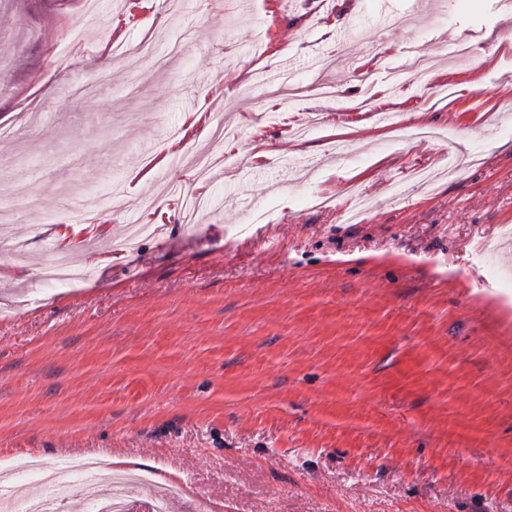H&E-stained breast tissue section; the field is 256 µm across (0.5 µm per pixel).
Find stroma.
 <instances>
[{"instance_id": "obj_1", "label": "stroma", "mask_w": 512, "mask_h": 512, "mask_svg": "<svg viewBox=\"0 0 512 512\" xmlns=\"http://www.w3.org/2000/svg\"><path fill=\"white\" fill-rule=\"evenodd\" d=\"M346 31L355 62L433 67L353 111ZM508 223L506 0H0V474L512 512ZM63 253L86 276L46 279Z\"/></svg>"}]
</instances>
